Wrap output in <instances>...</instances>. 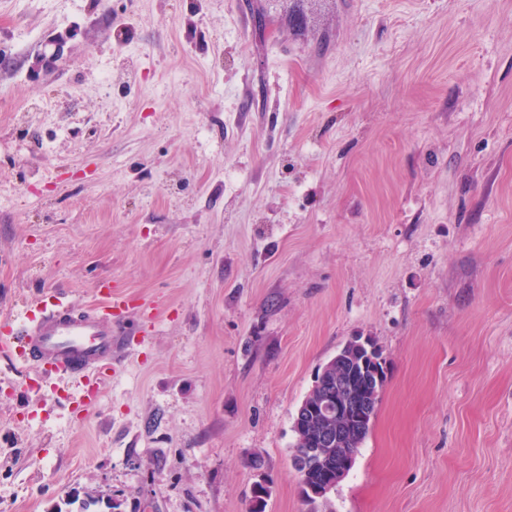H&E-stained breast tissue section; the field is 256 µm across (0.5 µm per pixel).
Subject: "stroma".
Wrapping results in <instances>:
<instances>
[{"instance_id":"stroma-1","label":"stroma","mask_w":512,"mask_h":512,"mask_svg":"<svg viewBox=\"0 0 512 512\" xmlns=\"http://www.w3.org/2000/svg\"><path fill=\"white\" fill-rule=\"evenodd\" d=\"M0 52V332L136 307L94 411L0 355V512H250L255 452L310 512L293 417L359 335L319 512H512V0H0ZM352 345L360 354H363L361 366L365 374L366 362L369 363V376L366 377L370 385L368 391L369 400L362 399L358 391H354L352 379L341 373H336V377L330 376L324 368L318 375L317 383L314 388L320 390L318 397H312L314 400L306 404V410L303 415L306 420L318 418L328 427L323 428L318 436H310L312 448H307L303 461L297 466L296 475L302 483H309L319 477L322 479L327 490L334 489L335 482L347 474L353 465V455L358 450L366 437L368 436L372 421L375 417L376 407L379 402L378 396L375 400L373 418L368 419L363 431L347 434L339 447L341 451L347 452L345 456H336V481L330 480L331 474L325 468L330 454L329 449L334 448L339 443L340 435L338 433V422L344 416L353 415L355 419L365 422L368 415L373 411V398L381 392V382L386 378L387 363L381 348L369 336H353L349 339ZM348 400H351L353 406L348 408ZM345 404V408L343 406ZM336 420V433L331 429V422ZM298 480L299 494L301 498L309 503L315 504L319 499H324L332 490L326 491L322 484L311 482L304 487ZM334 486V487H333Z\"/></svg>"}]
</instances>
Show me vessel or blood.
<instances>
[{
  "label": "vessel or blood",
  "instance_id": "b4317fda",
  "mask_svg": "<svg viewBox=\"0 0 512 512\" xmlns=\"http://www.w3.org/2000/svg\"><path fill=\"white\" fill-rule=\"evenodd\" d=\"M131 303L116 293L84 310L63 296L25 311L18 326L0 336V352L17 354L29 368L45 375L73 377L76 400L92 408L100 383L112 367V342L124 327Z\"/></svg>",
  "mask_w": 512,
  "mask_h": 512
}]
</instances>
